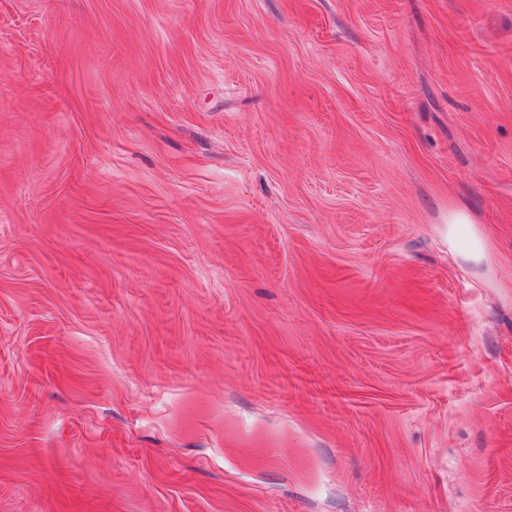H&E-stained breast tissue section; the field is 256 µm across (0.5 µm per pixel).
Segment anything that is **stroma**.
I'll return each instance as SVG.
<instances>
[{
	"label": "stroma",
	"mask_w": 512,
	"mask_h": 512,
	"mask_svg": "<svg viewBox=\"0 0 512 512\" xmlns=\"http://www.w3.org/2000/svg\"><path fill=\"white\" fill-rule=\"evenodd\" d=\"M0 512H512V0H0Z\"/></svg>",
	"instance_id": "obj_1"
}]
</instances>
